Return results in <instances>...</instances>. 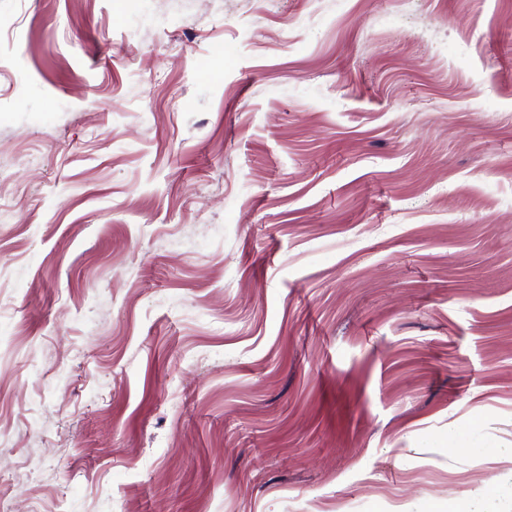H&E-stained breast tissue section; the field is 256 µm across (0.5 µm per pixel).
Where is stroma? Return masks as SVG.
<instances>
[{"mask_svg": "<svg viewBox=\"0 0 512 512\" xmlns=\"http://www.w3.org/2000/svg\"><path fill=\"white\" fill-rule=\"evenodd\" d=\"M13 512H448L512 471V0H0Z\"/></svg>", "mask_w": 512, "mask_h": 512, "instance_id": "1", "label": "stroma"}]
</instances>
